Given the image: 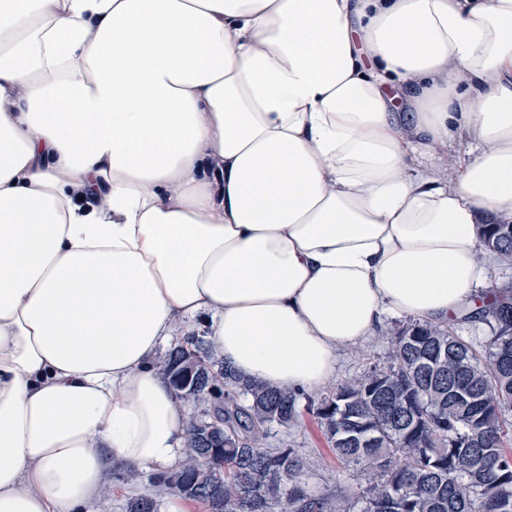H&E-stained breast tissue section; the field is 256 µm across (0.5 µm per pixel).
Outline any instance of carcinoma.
Returning <instances> with one entry per match:
<instances>
[{
    "mask_svg": "<svg viewBox=\"0 0 512 512\" xmlns=\"http://www.w3.org/2000/svg\"><path fill=\"white\" fill-rule=\"evenodd\" d=\"M480 242L511 262L512 220L481 225ZM458 321L485 334L386 327V364L310 402L341 467L365 476L335 496L302 487L311 463L296 449L264 446L272 428L292 425L302 393L244 380L204 337H185L159 364L177 397L206 412L190 414L182 467L154 474V496L128 499L125 512H158L171 494L209 512H512V286Z\"/></svg>",
    "mask_w": 512,
    "mask_h": 512,
    "instance_id": "cac0c4a2",
    "label": "carcinoma"
}]
</instances>
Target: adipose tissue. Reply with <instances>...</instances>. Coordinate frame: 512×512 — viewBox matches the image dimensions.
I'll return each mask as SVG.
<instances>
[{"instance_id":"adipose-tissue-1","label":"adipose tissue","mask_w":512,"mask_h":512,"mask_svg":"<svg viewBox=\"0 0 512 512\" xmlns=\"http://www.w3.org/2000/svg\"><path fill=\"white\" fill-rule=\"evenodd\" d=\"M498 216L512 0H0V512L179 468L155 363L197 320L311 390L386 314L474 307Z\"/></svg>"}]
</instances>
